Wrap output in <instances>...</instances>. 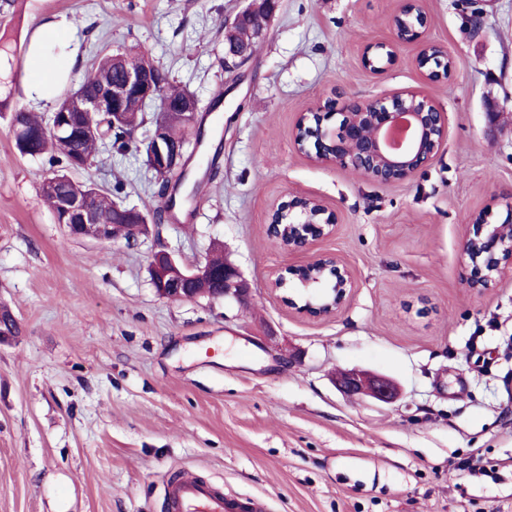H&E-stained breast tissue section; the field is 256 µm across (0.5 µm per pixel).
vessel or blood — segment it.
I'll use <instances>...</instances> for the list:
<instances>
[{
	"instance_id": "obj_1",
	"label": "vessel or blood",
	"mask_w": 512,
	"mask_h": 512,
	"mask_svg": "<svg viewBox=\"0 0 512 512\" xmlns=\"http://www.w3.org/2000/svg\"><path fill=\"white\" fill-rule=\"evenodd\" d=\"M172 512H264L263 503H243L218 493L214 487L191 477L170 482L165 488Z\"/></svg>"
}]
</instances>
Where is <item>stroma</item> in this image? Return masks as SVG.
<instances>
[{
	"label": "stroma",
	"instance_id": "35a3bbf8",
	"mask_svg": "<svg viewBox=\"0 0 512 512\" xmlns=\"http://www.w3.org/2000/svg\"><path fill=\"white\" fill-rule=\"evenodd\" d=\"M246 0H12L10 102L28 94L25 45L45 24L75 38L80 83L95 52L143 53L195 95L223 145L188 149L206 173L192 207L135 243L69 235L0 112V307L20 333L0 344V512H169L186 471L265 512H512V278L470 284L460 260L474 217L512 193V0H423L428 37L454 60L424 81L417 44L384 73L362 65L401 0H279L240 78L226 73L224 21ZM417 89L448 114L444 145L410 180L382 184L298 152L299 112ZM77 180L144 212L158 188L135 153L103 149ZM300 193L334 210L335 254L356 286L312 319L270 290L298 263L266 233L272 203ZM221 245L248 305L159 298L160 250L184 264ZM344 369L385 375L400 397L347 399Z\"/></svg>",
	"mask_w": 512,
	"mask_h": 512
}]
</instances>
